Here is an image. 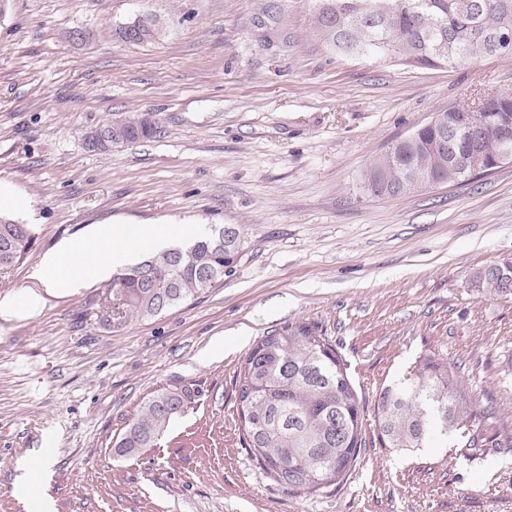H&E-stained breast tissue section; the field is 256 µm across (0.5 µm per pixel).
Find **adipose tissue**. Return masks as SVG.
<instances>
[{"instance_id": "ef3b65f1", "label": "adipose tissue", "mask_w": 512, "mask_h": 512, "mask_svg": "<svg viewBox=\"0 0 512 512\" xmlns=\"http://www.w3.org/2000/svg\"><path fill=\"white\" fill-rule=\"evenodd\" d=\"M200 233L199 226L188 224H96L81 239L64 242L46 254L33 277L47 288L96 283L109 278L114 269L133 264L143 253Z\"/></svg>"}]
</instances>
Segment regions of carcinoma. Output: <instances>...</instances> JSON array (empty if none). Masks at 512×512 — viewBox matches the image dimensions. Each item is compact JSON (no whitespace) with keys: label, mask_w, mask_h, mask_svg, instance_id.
Masks as SVG:
<instances>
[{"label":"carcinoma","mask_w":512,"mask_h":512,"mask_svg":"<svg viewBox=\"0 0 512 512\" xmlns=\"http://www.w3.org/2000/svg\"><path fill=\"white\" fill-rule=\"evenodd\" d=\"M312 23L338 53L370 55L418 68L453 64L462 54H490L493 40L512 33V0H310ZM151 24L123 43L144 44L161 36ZM486 116L512 117V92L490 101ZM483 165H494L502 150L501 132L493 122L479 124ZM438 131L427 125L410 142H396L374 159L366 172L374 196L414 193L416 175L431 183L462 179L449 164L450 153L438 147ZM29 224L0 213V270L18 265L32 247ZM242 251L240 233L231 224L214 227L193 241L151 252L118 271L109 293L112 319H150L224 278ZM488 285L508 291L512 277L492 268ZM184 391L160 390L149 398L116 444L119 455L151 448L171 420L187 408ZM362 400L347 364L330 341L307 323H290L260 337L240 373L238 413L246 447L261 474L297 493L315 495L344 481L361 456ZM473 395L457 380L448 362L424 355L402 380L381 390L377 402L379 436L391 448H446L452 437L475 452L500 448L484 422Z\"/></svg>","instance_id":"carcinoma-1"}]
</instances>
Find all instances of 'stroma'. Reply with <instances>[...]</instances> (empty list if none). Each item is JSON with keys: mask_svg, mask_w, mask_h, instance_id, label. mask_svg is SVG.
Instances as JSON below:
<instances>
[{"mask_svg": "<svg viewBox=\"0 0 512 512\" xmlns=\"http://www.w3.org/2000/svg\"><path fill=\"white\" fill-rule=\"evenodd\" d=\"M139 13L164 36L117 41ZM501 91L512 56H343L308 0H0V187L35 233L0 298L95 224H233L243 242L223 280L149 320L103 324L107 280L0 318V512H32L34 493L52 512H512V291L485 281L512 266V163L397 197L365 186L434 112ZM141 112L160 135L88 149V132ZM296 321L331 339L364 409L357 465L316 496L260 473L237 411L250 348ZM431 353L496 407L500 447L379 440L380 390ZM164 388L190 394L185 412L117 455Z\"/></svg>", "mask_w": 512, "mask_h": 512, "instance_id": "35a3bbf8", "label": "stroma"}]
</instances>
